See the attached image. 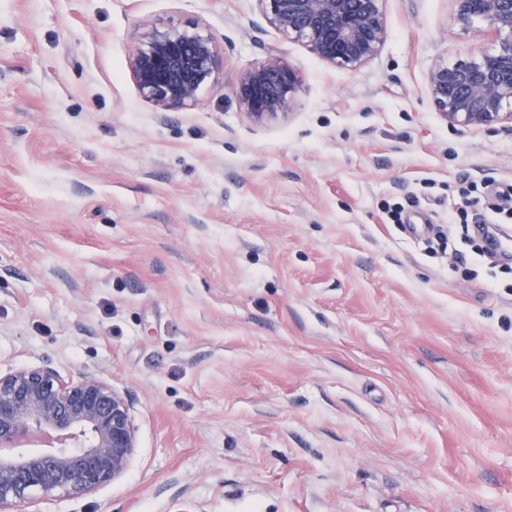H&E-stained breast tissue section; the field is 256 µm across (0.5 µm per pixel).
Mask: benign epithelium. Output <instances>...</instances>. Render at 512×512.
I'll return each mask as SVG.
<instances>
[{
	"label": "benign epithelium",
	"mask_w": 512,
	"mask_h": 512,
	"mask_svg": "<svg viewBox=\"0 0 512 512\" xmlns=\"http://www.w3.org/2000/svg\"><path fill=\"white\" fill-rule=\"evenodd\" d=\"M285 39L332 67L374 59L388 34L383 0H257ZM454 18L495 34L480 52L427 75L433 104L450 125H512V0H453ZM223 64L215 42L196 27L151 28L129 54L141 94L159 112L191 106ZM302 80L274 52L245 71L236 95L261 120L288 109ZM136 429L127 400L94 373L64 377L43 366L0 373V512H40L51 497L89 496L127 471Z\"/></svg>",
	"instance_id": "benign-epithelium-1"
}]
</instances>
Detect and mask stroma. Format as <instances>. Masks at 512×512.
<instances>
[{
  "label": "stroma",
  "mask_w": 512,
  "mask_h": 512,
  "mask_svg": "<svg viewBox=\"0 0 512 512\" xmlns=\"http://www.w3.org/2000/svg\"><path fill=\"white\" fill-rule=\"evenodd\" d=\"M383 6L354 70L255 0H0V370L98 374L137 433L123 478L43 512H512V269L454 221L512 185V130L427 89L494 37ZM151 24L224 59L185 109L131 76ZM273 52L304 83L257 121L236 89Z\"/></svg>",
  "instance_id": "stroma-1"
}]
</instances>
